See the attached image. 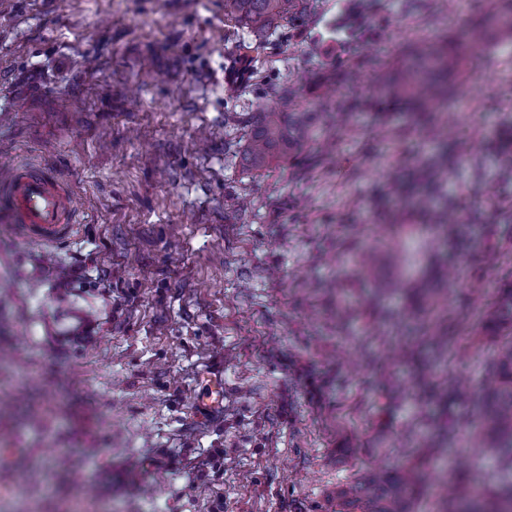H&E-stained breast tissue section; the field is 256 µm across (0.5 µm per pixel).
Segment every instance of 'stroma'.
Here are the masks:
<instances>
[{"label": "stroma", "mask_w": 512, "mask_h": 512, "mask_svg": "<svg viewBox=\"0 0 512 512\" xmlns=\"http://www.w3.org/2000/svg\"><path fill=\"white\" fill-rule=\"evenodd\" d=\"M310 3L252 55L224 0H0V167L61 174L80 225L52 247L0 213V512H334L339 487L407 468L414 512H441L457 470L497 475L474 397L512 273V151L485 148L512 127V42L449 70L443 130L380 69L446 33L468 57L485 0ZM347 65L355 119L246 171L236 113L278 79L314 106ZM391 175L455 222L396 235L425 217L392 207ZM452 379L472 400L442 397Z\"/></svg>", "instance_id": "obj_1"}]
</instances>
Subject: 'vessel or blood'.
Segmentation results:
<instances>
[{"instance_id": "obj_1", "label": "vessel or blood", "mask_w": 512, "mask_h": 512, "mask_svg": "<svg viewBox=\"0 0 512 512\" xmlns=\"http://www.w3.org/2000/svg\"><path fill=\"white\" fill-rule=\"evenodd\" d=\"M0 203L6 205L11 222L27 240L54 246L69 241L77 229L74 194L47 168L16 167L0 183Z\"/></svg>"}]
</instances>
